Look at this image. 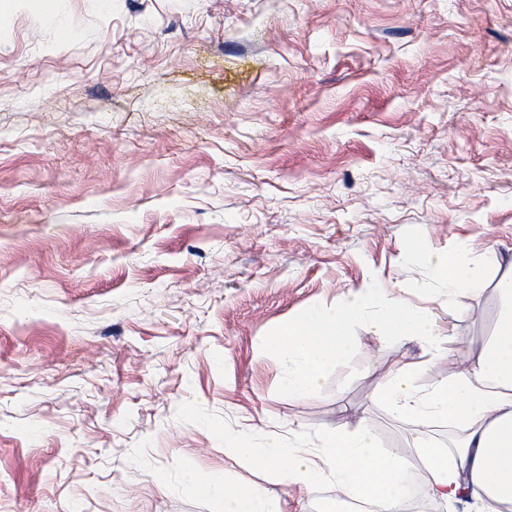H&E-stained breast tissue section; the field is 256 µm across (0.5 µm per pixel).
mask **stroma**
<instances>
[{
	"mask_svg": "<svg viewBox=\"0 0 512 512\" xmlns=\"http://www.w3.org/2000/svg\"><path fill=\"white\" fill-rule=\"evenodd\" d=\"M495 252L447 300L426 258ZM512 270V0H14L0 29V512H221L223 478L334 512L235 445L368 423L473 361ZM378 283L438 350L357 319L300 399L265 338Z\"/></svg>",
	"mask_w": 512,
	"mask_h": 512,
	"instance_id": "obj_1",
	"label": "stroma"
}]
</instances>
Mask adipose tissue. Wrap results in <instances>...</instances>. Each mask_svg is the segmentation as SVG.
<instances>
[{"instance_id": "adipose-tissue-1", "label": "adipose tissue", "mask_w": 512, "mask_h": 512, "mask_svg": "<svg viewBox=\"0 0 512 512\" xmlns=\"http://www.w3.org/2000/svg\"><path fill=\"white\" fill-rule=\"evenodd\" d=\"M410 251L426 255L436 279L452 296L463 286L480 287L487 268L498 263L493 253L475 263L453 252L428 255L417 244ZM498 292L495 330L475 361L449 364L426 389L417 385L420 365H402L379 387L393 417L416 422L412 446L430 473L425 494L447 512L465 498L473 501L476 512H512V275L500 281ZM367 312L375 315L372 327L378 335L436 341L426 309L403 306L384 288H359L350 304L310 308L266 338V351L288 363L284 390L290 398L314 389L327 369L349 355L355 345L350 324ZM435 418L461 429L452 448L435 447L426 428ZM238 451L279 471L291 485L307 488L328 480L348 498L370 502L375 512H402L406 458L398 449L382 452L369 425L327 428L317 448L287 446L273 438L260 448L240 442ZM190 488L222 500L224 512H284L280 500L257 488H237L223 480L194 481Z\"/></svg>"}]
</instances>
